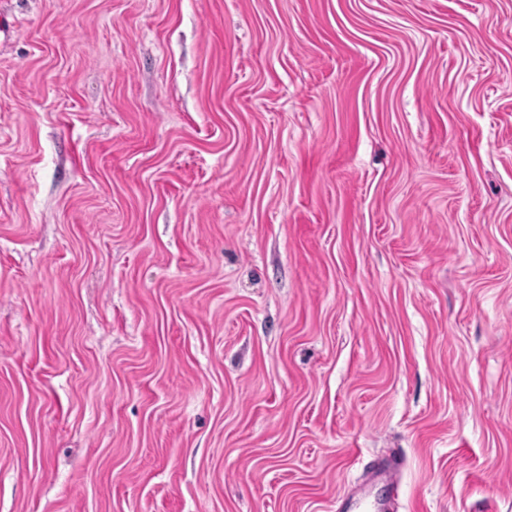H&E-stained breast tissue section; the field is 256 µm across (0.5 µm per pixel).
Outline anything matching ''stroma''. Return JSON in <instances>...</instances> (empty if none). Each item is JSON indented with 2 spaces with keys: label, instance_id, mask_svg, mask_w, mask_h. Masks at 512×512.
I'll list each match as a JSON object with an SVG mask.
<instances>
[{
  "label": "stroma",
  "instance_id": "1",
  "mask_svg": "<svg viewBox=\"0 0 512 512\" xmlns=\"http://www.w3.org/2000/svg\"><path fill=\"white\" fill-rule=\"evenodd\" d=\"M0 11V512H512V0ZM399 467L400 464L395 458L387 459V464L383 468L374 472L370 479L384 482L392 493L390 502L395 501L398 494L399 485Z\"/></svg>",
  "mask_w": 512,
  "mask_h": 512
}]
</instances>
